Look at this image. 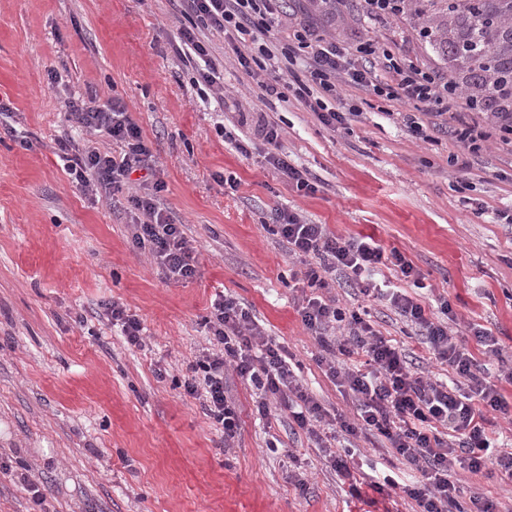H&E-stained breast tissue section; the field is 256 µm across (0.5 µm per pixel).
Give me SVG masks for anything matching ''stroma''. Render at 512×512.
Wrapping results in <instances>:
<instances>
[{"label": "stroma", "mask_w": 512, "mask_h": 512, "mask_svg": "<svg viewBox=\"0 0 512 512\" xmlns=\"http://www.w3.org/2000/svg\"><path fill=\"white\" fill-rule=\"evenodd\" d=\"M184 23L177 0H0V101L11 107L0 115V457L16 462L0 470V512H29L25 465L49 487L48 512H416L414 501L371 490L350 500L324 449L292 433L287 414L258 419L253 388L232 373L242 429L225 448L179 383L210 346L204 320L223 293L287 348L328 412L348 410L297 314L301 266L263 225L285 208L403 253L423 287L395 267L379 280L429 307L448 299L459 323L496 336L501 352L487 359L488 374L512 401L500 378L512 370V224L497 218L512 206V147L490 139L460 168L448 161L460 147L447 133L415 139L400 119L408 104L354 88L336 107L357 103L361 113L336 129L295 98L259 103L230 39L206 30L224 87L195 85L179 55ZM298 25L346 48L375 39L403 60L466 78L445 14L371 20L359 0H284L277 39ZM92 97L121 102L153 142L158 203L185 227L195 279L166 281L133 248L126 192L109 200L73 186L62 142L113 148L70 118V102ZM262 117L280 123L282 147L316 177L315 194L263 165ZM228 131L250 140V156L225 142ZM229 176L236 191L222 184ZM112 299L138 315L144 347L127 345L103 318L100 305ZM371 313L415 369L448 381L411 326L379 305ZM298 473L307 489L292 482Z\"/></svg>", "instance_id": "35a3bbf8"}]
</instances>
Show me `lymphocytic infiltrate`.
I'll return each mask as SVG.
<instances>
[{
    "label": "lymphocytic infiltrate",
    "instance_id": "f902f5d3",
    "mask_svg": "<svg viewBox=\"0 0 512 512\" xmlns=\"http://www.w3.org/2000/svg\"><path fill=\"white\" fill-rule=\"evenodd\" d=\"M282 0H180L188 19L181 28L187 62L198 63L197 74L207 86L218 85L220 73L199 30L224 33L240 45L236 60L240 69L256 79L262 97L284 99L286 92L315 112L328 128L345 125L358 106L342 112L333 108L343 87L365 90L389 100L411 105L403 122L410 134L426 139L419 114L449 116L453 139L468 153L483 150L491 136L512 144V84L485 79L458 83L413 63L397 59L390 50L368 39L343 48L335 41L313 35L300 27L293 44L284 46L270 36ZM307 60L303 78L290 80L297 57ZM386 80H379L378 71ZM71 115L86 132H102L121 148L119 156L87 149L68 156L65 169L83 194L112 193L129 185L131 176L146 172L137 193L128 198L134 248L148 252L166 280L189 281L198 267L181 225L175 224L157 203L162 182L153 178L156 156L140 126L126 107L96 98L70 102ZM259 132L269 149L266 164L278 179L297 191L315 193L317 186L307 171L289 162L281 147L278 125L262 121ZM273 235L286 243L289 253L303 260L301 281L313 288L297 309L307 333L321 347L317 362L341 394L352 397L353 416L332 415L296 381L292 356L275 340L264 336L249 308L235 298L220 295L211 305L204 326L210 346L190 365L183 377L184 392L200 400L207 416L222 431L225 447H233L241 428L240 410L224 387V374L233 371L257 391L255 410L268 418L271 403L288 412L294 430L308 438L321 437L331 426L351 438L379 439L396 459L405 461L412 479L372 469L354 474L350 449L329 451L331 466L347 486L346 494L359 500L364 489L377 493L394 490L414 500L419 512H496L493 500L471 497L460 502L461 489L453 479L455 469L474 475L495 473L501 484L512 485V451L501 450L490 436L491 414L512 418V402L496 384L487 380L482 367L462 337L450 324L456 316L448 301L438 311L372 280L380 267L392 265L414 282L422 274L398 250H385L372 237H341L326 225L309 224L292 211L275 210ZM340 272L347 283L367 300L390 307L425 340L436 360L464 378V385L432 381L415 371L403 349L382 336L372 324L367 308L350 309L335 298L319 296L325 274Z\"/></svg>",
    "mask_w": 512,
    "mask_h": 512
}]
</instances>
